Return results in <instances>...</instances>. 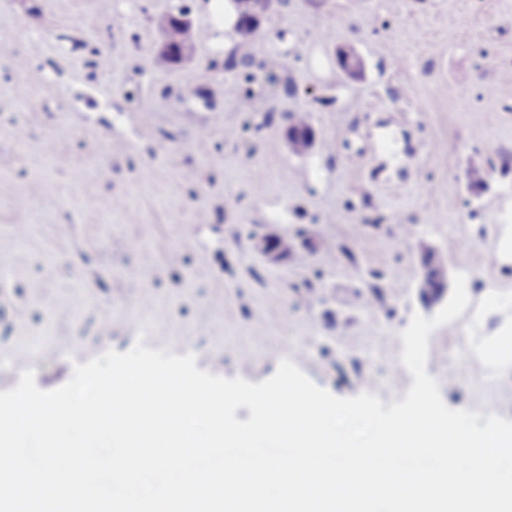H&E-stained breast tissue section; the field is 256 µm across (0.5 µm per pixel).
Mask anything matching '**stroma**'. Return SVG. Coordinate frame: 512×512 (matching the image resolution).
<instances>
[{
    "mask_svg": "<svg viewBox=\"0 0 512 512\" xmlns=\"http://www.w3.org/2000/svg\"><path fill=\"white\" fill-rule=\"evenodd\" d=\"M176 6L194 60L160 68L153 19ZM235 21L231 0H0V391L141 341L252 383L288 359L341 398L369 379L391 404L402 332L444 306L419 286L428 246L472 276L427 372L448 407L512 420V375L463 354L512 322L472 323L483 288L512 295V263L485 261L512 217V0H274L232 67ZM274 231L295 248L273 264ZM309 126L303 116H298L292 121L290 126L291 133L288 135V130L286 131L288 148L292 154L296 156L307 154L310 148L308 138L312 143L311 150L313 149L316 143V133L312 127L308 129ZM307 129L308 132L306 135ZM277 235V233L267 235L258 245L259 251L270 263H277L280 261L276 255L275 248L280 252L282 258L287 257L288 253L292 249V243L290 239H288V236H283L276 239ZM274 241L275 248L273 247Z\"/></svg>",
    "mask_w": 512,
    "mask_h": 512,
    "instance_id": "obj_1",
    "label": "stroma"
}]
</instances>
